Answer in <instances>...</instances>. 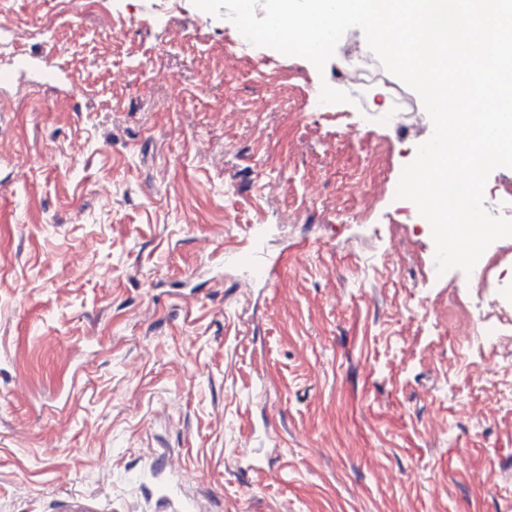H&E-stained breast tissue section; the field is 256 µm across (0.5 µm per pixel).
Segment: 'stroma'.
<instances>
[{
  "mask_svg": "<svg viewBox=\"0 0 512 512\" xmlns=\"http://www.w3.org/2000/svg\"><path fill=\"white\" fill-rule=\"evenodd\" d=\"M146 2L0 0V512H512V355L396 196L427 112L311 111L362 30L320 71ZM457 315L466 320L469 325L470 336L473 340H477L482 344H491L497 347L502 346L505 342L510 345L508 348V354L511 353L512 336H503L500 331V323H502V317L485 314L481 315L472 309L469 303L457 302L456 303ZM470 336H465L469 338Z\"/></svg>",
  "mask_w": 512,
  "mask_h": 512,
  "instance_id": "1",
  "label": "stroma"
}]
</instances>
